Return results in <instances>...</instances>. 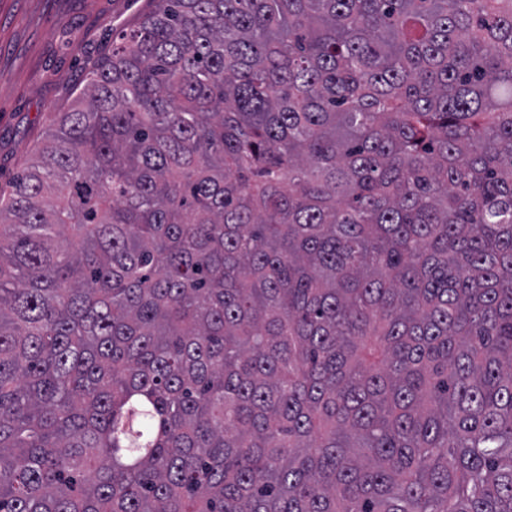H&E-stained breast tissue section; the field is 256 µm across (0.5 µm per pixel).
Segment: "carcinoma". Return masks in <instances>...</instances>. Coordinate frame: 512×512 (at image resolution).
Listing matches in <instances>:
<instances>
[{
	"label": "carcinoma",
	"mask_w": 512,
	"mask_h": 512,
	"mask_svg": "<svg viewBox=\"0 0 512 512\" xmlns=\"http://www.w3.org/2000/svg\"><path fill=\"white\" fill-rule=\"evenodd\" d=\"M0 194V512H512V0H153Z\"/></svg>",
	"instance_id": "obj_1"
}]
</instances>
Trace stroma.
<instances>
[{"instance_id": "1", "label": "stroma", "mask_w": 512, "mask_h": 512, "mask_svg": "<svg viewBox=\"0 0 512 512\" xmlns=\"http://www.w3.org/2000/svg\"><path fill=\"white\" fill-rule=\"evenodd\" d=\"M151 0H0V190Z\"/></svg>"}]
</instances>
